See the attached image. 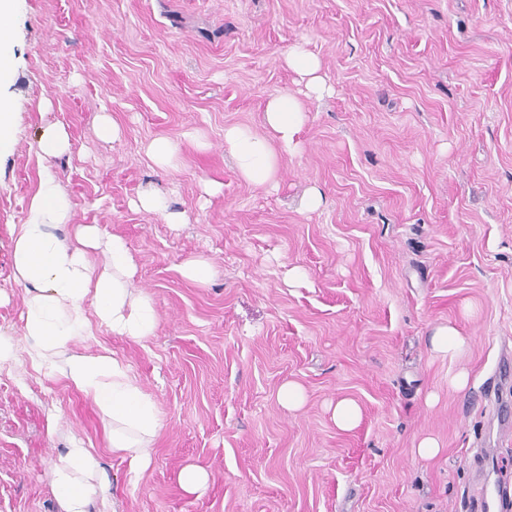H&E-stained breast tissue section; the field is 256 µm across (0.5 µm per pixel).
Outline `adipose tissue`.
<instances>
[{
	"mask_svg": "<svg viewBox=\"0 0 512 512\" xmlns=\"http://www.w3.org/2000/svg\"><path fill=\"white\" fill-rule=\"evenodd\" d=\"M267 134L241 127L224 132L239 174L263 185L273 181L282 155L298 151L306 114L293 95L272 97L265 107ZM71 203L54 174L42 169L25 223L12 229L16 280L25 288L24 335L32 368L67 384L98 409L113 453L127 460L132 479H140L151 463L152 446L162 428V415L130 366L109 350L79 354L71 345L89 336L92 322L114 335L141 342L154 336L158 314L149 293L134 288L136 265L126 241L103 236L98 225L69 223ZM105 259L95 263L91 251ZM98 459L80 444L62 453L51 470V486L63 512H89L104 484L92 483Z\"/></svg>",
	"mask_w": 512,
	"mask_h": 512,
	"instance_id": "ef3b65f1",
	"label": "adipose tissue"
}]
</instances>
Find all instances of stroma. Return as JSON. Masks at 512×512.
Instances as JSON below:
<instances>
[{
  "instance_id": "obj_1",
  "label": "stroma",
  "mask_w": 512,
  "mask_h": 512,
  "mask_svg": "<svg viewBox=\"0 0 512 512\" xmlns=\"http://www.w3.org/2000/svg\"><path fill=\"white\" fill-rule=\"evenodd\" d=\"M12 24L0 334H23L11 230L46 163L37 139L61 124L70 151L46 164L72 223L126 240L158 313L146 341L96 323L76 348L123 358L164 425L130 480L89 400L26 358L0 363V512H61L50 473L75 440L110 486L90 512H475L480 456L512 483V430L489 413L512 401L497 375L512 373V0H17ZM296 44L327 90L304 98L274 181H245L224 130L264 132L267 101L303 89ZM159 137L173 168L148 154ZM147 190L184 223L136 208ZM191 259L207 284L183 277ZM448 322L473 340L453 362L429 346ZM288 382L306 395L295 411ZM343 397L362 412L349 431L328 408ZM427 435L438 458L413 451ZM190 465L208 474L196 495L177 479Z\"/></svg>"
}]
</instances>
